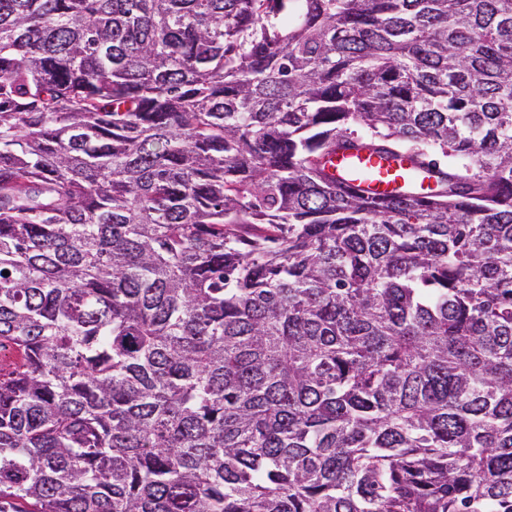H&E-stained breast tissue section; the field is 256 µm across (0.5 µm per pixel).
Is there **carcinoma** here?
Returning <instances> with one entry per match:
<instances>
[{"instance_id": "obj_1", "label": "carcinoma", "mask_w": 512, "mask_h": 512, "mask_svg": "<svg viewBox=\"0 0 512 512\" xmlns=\"http://www.w3.org/2000/svg\"><path fill=\"white\" fill-rule=\"evenodd\" d=\"M8 345L0 512H512V0H0ZM335 164L343 176L344 185L349 189H358L369 185L372 190L385 193L395 185V181L392 180L394 172H390L389 167L375 156L365 153L344 154L336 158ZM368 172H375V179L371 182L362 181Z\"/></svg>"}]
</instances>
